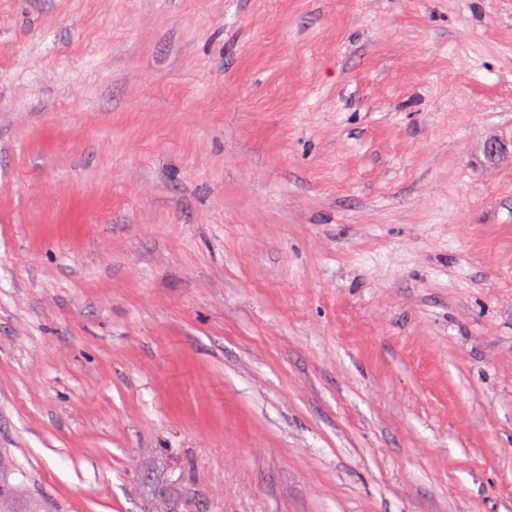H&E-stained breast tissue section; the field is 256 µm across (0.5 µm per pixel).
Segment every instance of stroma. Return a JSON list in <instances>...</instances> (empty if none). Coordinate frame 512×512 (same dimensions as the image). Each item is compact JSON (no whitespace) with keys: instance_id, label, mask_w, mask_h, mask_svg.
Masks as SVG:
<instances>
[{"instance_id":"35a3bbf8","label":"stroma","mask_w":512,"mask_h":512,"mask_svg":"<svg viewBox=\"0 0 512 512\" xmlns=\"http://www.w3.org/2000/svg\"><path fill=\"white\" fill-rule=\"evenodd\" d=\"M1 448L44 512H512V0H0Z\"/></svg>"}]
</instances>
